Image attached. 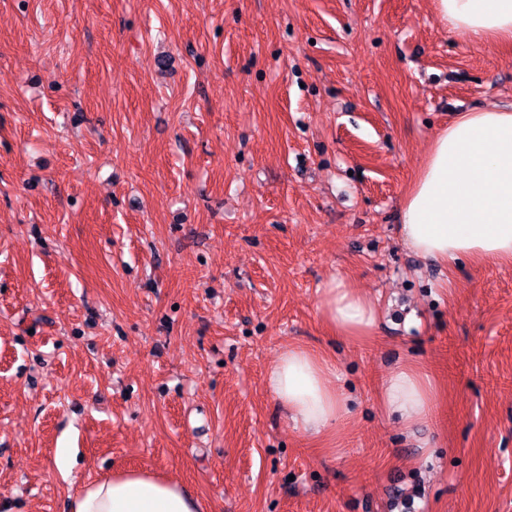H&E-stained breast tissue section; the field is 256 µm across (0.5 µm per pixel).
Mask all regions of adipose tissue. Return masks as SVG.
<instances>
[{"instance_id":"ef3b65f1","label":"adipose tissue","mask_w":512,"mask_h":512,"mask_svg":"<svg viewBox=\"0 0 512 512\" xmlns=\"http://www.w3.org/2000/svg\"><path fill=\"white\" fill-rule=\"evenodd\" d=\"M449 31L473 44L512 51V0H433ZM403 245L424 258L445 262L512 259V106L460 114L435 136L402 207ZM322 316L332 334L371 335L378 308L344 280L329 281ZM324 355L291 346L282 352L268 385L298 428L330 432L348 410L328 384ZM432 387L413 367L392 372L382 402L412 422L428 413ZM69 512H200L183 484L147 470L121 471L84 485L71 495Z\"/></svg>"}]
</instances>
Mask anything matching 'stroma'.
I'll return each mask as SVG.
<instances>
[{"mask_svg": "<svg viewBox=\"0 0 512 512\" xmlns=\"http://www.w3.org/2000/svg\"><path fill=\"white\" fill-rule=\"evenodd\" d=\"M495 105L512 53L432 0H0V512L126 469L201 512H512V260L400 239L436 134ZM335 277L371 336L327 329ZM290 346L334 365L328 436L267 385ZM405 364L420 423L380 401ZM322 316L333 335L360 338L371 336L377 325L378 308L372 299L344 280L332 279L323 288Z\"/></svg>", "mask_w": 512, "mask_h": 512, "instance_id": "35a3bbf8", "label": "stroma"}]
</instances>
